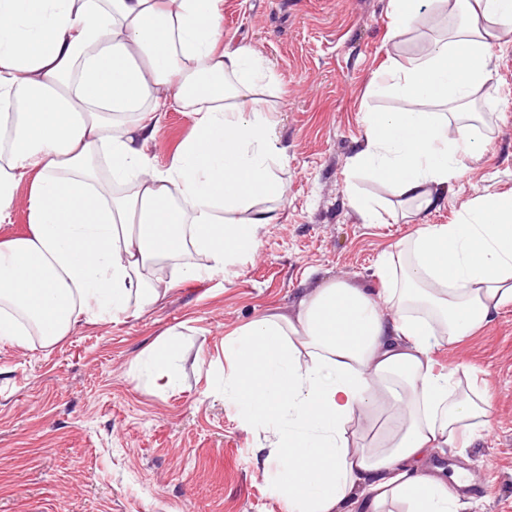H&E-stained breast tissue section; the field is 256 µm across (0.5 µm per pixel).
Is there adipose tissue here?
Segmentation results:
<instances>
[{"label":"adipose tissue","instance_id":"ef3b65f1","mask_svg":"<svg viewBox=\"0 0 512 512\" xmlns=\"http://www.w3.org/2000/svg\"><path fill=\"white\" fill-rule=\"evenodd\" d=\"M392 27L462 26L383 74L405 102L369 112L354 168L422 211L482 153L458 110L491 80L512 0H389ZM222 0H0V222L33 176L30 232L0 241V341L50 345L84 322L135 315L176 284L240 264L285 189L271 112L248 92L259 55L224 51ZM234 107H226L228 98ZM451 113L438 112V105ZM192 113L169 165L146 153L159 115ZM379 292L328 280L289 314L229 335L224 393L271 436L257 465L284 470L288 512H464L424 463L484 427L486 388L463 389L432 350L512 302V194L475 197L451 224H420L376 265ZM177 337L152 345L146 385H179ZM384 416L378 444L357 440Z\"/></svg>","mask_w":512,"mask_h":512}]
</instances>
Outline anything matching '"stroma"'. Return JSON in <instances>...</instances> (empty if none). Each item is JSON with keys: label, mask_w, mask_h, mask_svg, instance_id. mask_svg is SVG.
Masks as SVG:
<instances>
[{"label": "stroma", "mask_w": 512, "mask_h": 512, "mask_svg": "<svg viewBox=\"0 0 512 512\" xmlns=\"http://www.w3.org/2000/svg\"><path fill=\"white\" fill-rule=\"evenodd\" d=\"M225 49L249 46L276 79L258 92L276 112L285 199L255 255L233 273L176 285L155 307L96 321L45 346L0 343V512H285L277 465L255 448L264 425L245 426L224 398V338L266 311L292 310L321 281L376 287L379 256L418 224L455 221L480 194L512 193V44L494 47L480 94L488 147L436 207L415 212L385 185L353 177L364 114L405 103L375 85V71L421 53L447 22L394 35L388 0H223ZM162 113L147 148L159 168L193 128ZM389 205L368 224L347 186ZM179 335V386L155 393L137 362L163 333ZM441 368L467 372L491 394L481 438L427 468H467L481 497L465 512H512V303L485 327L437 347Z\"/></svg>", "instance_id": "1"}]
</instances>
